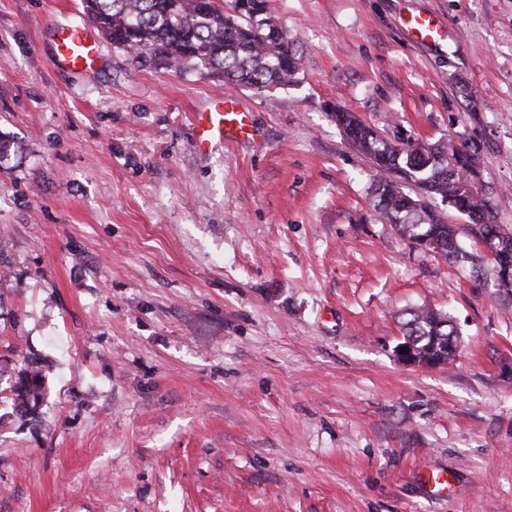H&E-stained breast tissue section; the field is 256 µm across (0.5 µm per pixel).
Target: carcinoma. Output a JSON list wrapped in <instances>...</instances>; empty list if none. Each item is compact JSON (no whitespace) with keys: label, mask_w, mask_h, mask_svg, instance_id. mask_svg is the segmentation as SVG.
<instances>
[{"label":"carcinoma","mask_w":512,"mask_h":512,"mask_svg":"<svg viewBox=\"0 0 512 512\" xmlns=\"http://www.w3.org/2000/svg\"><path fill=\"white\" fill-rule=\"evenodd\" d=\"M83 10L112 47L142 68L217 77L233 87L257 91L286 88L297 82L300 47L266 12L265 0H83ZM330 115L349 141L390 177L374 183L372 204L380 220L391 224L412 245L428 240L425 250L471 265L478 282H495V264L465 250L458 233L434 209L438 199L466 215L471 233L512 254V228L496 220L495 204L475 182L480 161L463 143L422 145L409 138L384 139L359 116L336 107ZM406 184L419 189L415 196ZM403 341L423 359H456L459 331L452 317L432 307L401 313ZM47 365L29 359L18 372L13 401L20 415L36 413L45 392Z\"/></svg>","instance_id":"cac0c4a2"}]
</instances>
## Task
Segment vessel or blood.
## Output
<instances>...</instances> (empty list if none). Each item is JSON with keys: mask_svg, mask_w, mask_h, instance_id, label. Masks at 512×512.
Here are the masks:
<instances>
[{"mask_svg": "<svg viewBox=\"0 0 512 512\" xmlns=\"http://www.w3.org/2000/svg\"><path fill=\"white\" fill-rule=\"evenodd\" d=\"M410 31L421 42H433L440 35L441 25L431 15L419 16L409 22ZM54 61L65 68L95 72L101 48L93 34L85 28L64 27L55 37ZM194 147L207 150L213 143L238 140L247 135L251 126L250 115L242 110L234 96L220 95L213 98L206 111L195 113Z\"/></svg>", "mask_w": 512, "mask_h": 512, "instance_id": "1", "label": "vessel or blood"}]
</instances>
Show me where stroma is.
Instances as JSON below:
<instances>
[{
    "label": "stroma",
    "instance_id": "35a3bbf8",
    "mask_svg": "<svg viewBox=\"0 0 512 512\" xmlns=\"http://www.w3.org/2000/svg\"><path fill=\"white\" fill-rule=\"evenodd\" d=\"M267 5L298 83L236 89L251 138L200 152L221 79L106 40L96 73L58 68L81 0H0V134L24 144L0 158V512H512V297L381 223L329 115L466 141L512 225V0ZM421 306L456 323L453 363L395 358ZM407 23L413 37L420 42H435L440 36L441 25L432 15L419 16ZM46 368L45 362L31 358L26 367L19 370L12 399L21 417L34 415L43 400Z\"/></svg>",
    "mask_w": 512,
    "mask_h": 512
}]
</instances>
